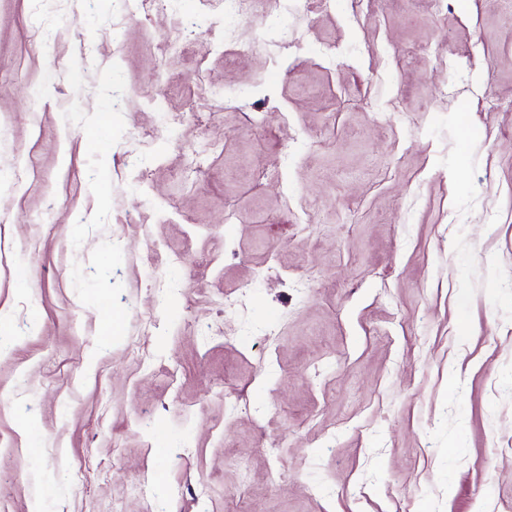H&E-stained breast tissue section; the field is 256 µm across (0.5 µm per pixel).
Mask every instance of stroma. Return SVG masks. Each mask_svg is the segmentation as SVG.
Instances as JSON below:
<instances>
[{
    "instance_id": "stroma-1",
    "label": "stroma",
    "mask_w": 512,
    "mask_h": 512,
    "mask_svg": "<svg viewBox=\"0 0 512 512\" xmlns=\"http://www.w3.org/2000/svg\"><path fill=\"white\" fill-rule=\"evenodd\" d=\"M446 2L0 0L7 512H512V14ZM45 0H34L31 13V27L34 38L49 52L51 48V30L45 11Z\"/></svg>"
}]
</instances>
